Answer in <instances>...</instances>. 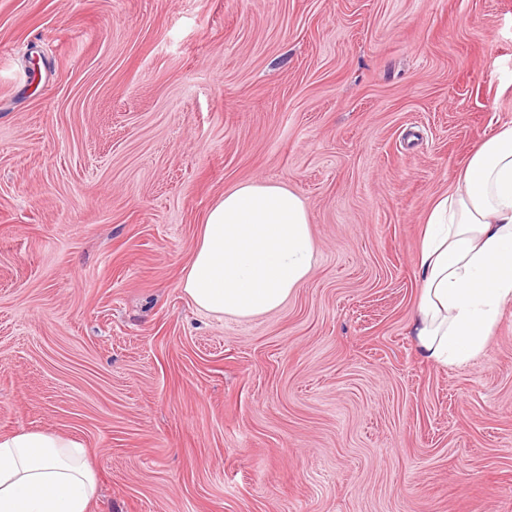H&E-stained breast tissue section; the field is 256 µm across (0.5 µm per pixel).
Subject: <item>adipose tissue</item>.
I'll use <instances>...</instances> for the list:
<instances>
[{"label":"adipose tissue","instance_id":"obj_1","mask_svg":"<svg viewBox=\"0 0 512 512\" xmlns=\"http://www.w3.org/2000/svg\"><path fill=\"white\" fill-rule=\"evenodd\" d=\"M309 211L265 181L225 192L209 209L181 286L200 310L249 318L278 310L310 275ZM421 287L411 333L437 365L480 355L512 302V125L486 138L455 186L435 198L416 257ZM76 437L0 436V512H89L97 480Z\"/></svg>","mask_w":512,"mask_h":512}]
</instances>
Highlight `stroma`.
Listing matches in <instances>:
<instances>
[{
	"label": "stroma",
	"instance_id": "1",
	"mask_svg": "<svg viewBox=\"0 0 512 512\" xmlns=\"http://www.w3.org/2000/svg\"><path fill=\"white\" fill-rule=\"evenodd\" d=\"M512 124V0H0V435L83 440L92 512H512V304L411 337L431 200ZM306 202L272 313L198 310L201 224Z\"/></svg>",
	"mask_w": 512,
	"mask_h": 512
}]
</instances>
